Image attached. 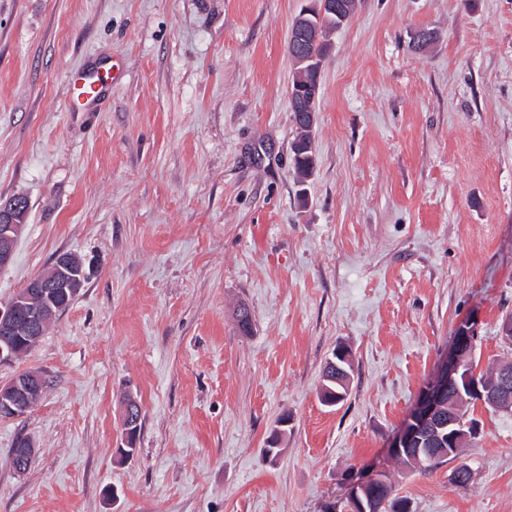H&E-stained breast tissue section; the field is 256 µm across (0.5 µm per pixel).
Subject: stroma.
Instances as JSON below:
<instances>
[{"instance_id": "stroma-1", "label": "stroma", "mask_w": 512, "mask_h": 512, "mask_svg": "<svg viewBox=\"0 0 512 512\" xmlns=\"http://www.w3.org/2000/svg\"><path fill=\"white\" fill-rule=\"evenodd\" d=\"M302 5L0 0V198L29 204L0 304L58 253L89 270L0 364V381L47 380L0 420V512H328L373 465L412 512H512V412L469 408L459 461L403 473L387 454L460 324L481 365L512 359V0H358L322 66L305 185L287 52ZM421 27L437 37L418 52ZM102 65L118 78L78 99L71 75ZM340 346L348 395L328 408ZM351 360L349 363H345L344 364V369L346 370L347 372V379L346 381L344 382H334V379L339 377L338 374L340 375H343L345 374V370L336 362V360H333V359H329V361L327 362V365H326V368H325V372L324 374L326 376H328V371L334 369L335 370V378H330V377H327L328 380H331V381H327V380H324V384L322 386V398L324 400V402L327 404V405H336L337 403L343 401L345 399V395L347 394L348 392V389H347V380H348V377L350 375V371H351ZM337 394H341V395H336ZM35 452V446L27 437L18 438L10 456V463L14 471L25 472V468H28Z\"/></svg>"}]
</instances>
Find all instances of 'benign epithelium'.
<instances>
[{"instance_id": "obj_1", "label": "benign epithelium", "mask_w": 512, "mask_h": 512, "mask_svg": "<svg viewBox=\"0 0 512 512\" xmlns=\"http://www.w3.org/2000/svg\"><path fill=\"white\" fill-rule=\"evenodd\" d=\"M321 14H335L346 21L356 9L357 0H310ZM309 9H304L292 24L288 49L296 65L314 63L322 69L324 59L332 49L329 32L305 22ZM309 84L298 81L290 87L291 110L302 113L303 122L312 128L316 122L315 112L305 109L310 96ZM22 196L0 199V269L7 266L13 256L18 238L25 226L28 207ZM86 279L82 261L61 252L50 267L30 279L11 302L0 307V362L13 360L22 351H32L46 333V328L57 316L73 303ZM477 340V327L470 324L460 328L452 346L441 358L437 371L420 396L410 419L409 427L399 430L394 436L392 452L408 448L412 443L427 444V450L435 452L433 434L439 429L440 409L448 404V426L458 430L448 436L453 448L470 439L464 431V419L453 406L452 391H461L458 380L478 377V371L470 368L472 348ZM481 402L498 410H512V367L505 365L498 377L490 384L474 382ZM45 379L37 371H25L5 383L0 382V419H10L25 414L42 397ZM138 403L129 399L121 404V418L125 435L139 432L137 419ZM35 455V446L26 437L16 440L12 448L10 463L17 473L25 472Z\"/></svg>"}]
</instances>
